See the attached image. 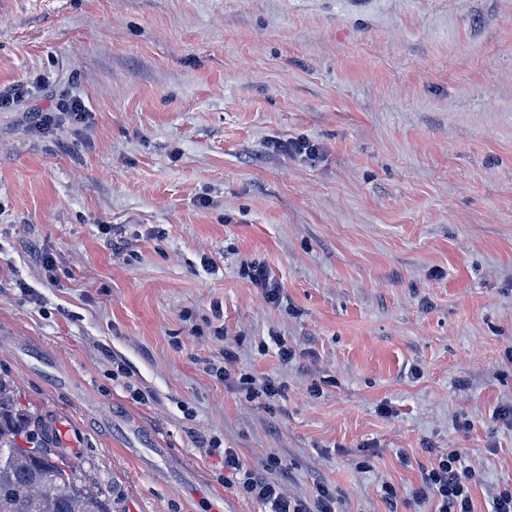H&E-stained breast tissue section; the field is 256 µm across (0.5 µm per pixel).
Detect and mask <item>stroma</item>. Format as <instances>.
Instances as JSON below:
<instances>
[{
    "label": "stroma",
    "instance_id": "stroma-1",
    "mask_svg": "<svg viewBox=\"0 0 512 512\" xmlns=\"http://www.w3.org/2000/svg\"><path fill=\"white\" fill-rule=\"evenodd\" d=\"M0 90V375L112 512H262L208 435L337 512H431L451 448L512 487V0H0ZM56 110L61 113L51 109L31 112L29 116L31 123L39 131H49L59 125L60 116L58 114H66L72 121L77 122L85 116L83 106L78 100L62 101L56 106ZM244 275L257 288H261L266 301L272 305L281 304L283 292L281 284L271 275L264 264L251 263L244 269ZM241 391L246 392V398L250 400H271L281 392V386L273 379L264 378L260 384L254 377L241 374L238 380Z\"/></svg>",
    "mask_w": 512,
    "mask_h": 512
}]
</instances>
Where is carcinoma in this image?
<instances>
[{"label": "carcinoma", "instance_id": "cac0c4a2", "mask_svg": "<svg viewBox=\"0 0 512 512\" xmlns=\"http://www.w3.org/2000/svg\"><path fill=\"white\" fill-rule=\"evenodd\" d=\"M0 512H112V503L63 452L47 425L0 378Z\"/></svg>", "mask_w": 512, "mask_h": 512}]
</instances>
